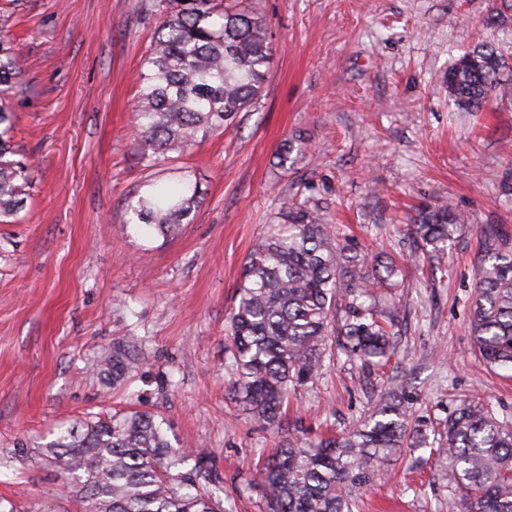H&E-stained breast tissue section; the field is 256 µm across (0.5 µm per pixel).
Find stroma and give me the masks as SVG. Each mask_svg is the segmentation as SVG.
I'll return each mask as SVG.
<instances>
[{
  "label": "stroma",
  "instance_id": "35a3bbf8",
  "mask_svg": "<svg viewBox=\"0 0 512 512\" xmlns=\"http://www.w3.org/2000/svg\"><path fill=\"white\" fill-rule=\"evenodd\" d=\"M153 0H14L22 69L12 145L31 165L26 206L0 223V512H29L74 485L41 452L57 426L144 410L171 444L208 450L213 494L261 512L260 452L344 432L371 414L383 380L344 362L291 398L279 436L242 412L224 370L228 315L254 241L283 197L324 206L341 243L394 260L397 353L387 375L432 428L461 399L512 411V380L478 358L468 329L480 231L512 233V97L454 112L443 76L475 44L512 67V0H255L273 34L269 78L221 135L138 160L135 78L159 17ZM310 144L293 166L276 152ZM199 190L165 237L131 221L154 185ZM423 202L463 214L435 275L409 222ZM116 348L128 372H104ZM361 493L360 512H460L426 448H407Z\"/></svg>",
  "mask_w": 512,
  "mask_h": 512
}]
</instances>
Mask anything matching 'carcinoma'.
<instances>
[{
  "label": "carcinoma",
  "instance_id": "1",
  "mask_svg": "<svg viewBox=\"0 0 512 512\" xmlns=\"http://www.w3.org/2000/svg\"><path fill=\"white\" fill-rule=\"evenodd\" d=\"M159 23L138 75L135 120L147 166L200 138L229 129L269 77L273 35L257 9L239 0H155ZM496 50L478 44L448 67V98L460 112H481L512 92ZM22 89L14 45L0 38V217L24 207L29 165L10 148L13 97ZM305 141L277 153L285 168ZM197 193L163 191L138 200L139 223L167 235L187 223ZM446 204H426L412 220L416 251L444 256L464 224ZM485 257L472 301L474 351L492 369L512 372V234L483 231ZM364 255L335 242L322 206L286 198L277 223L254 243L243 266L227 339L236 404L264 427L286 424L288 392L312 382L341 355L366 375L395 350L396 312L385 302L398 268L364 269ZM430 444L461 512H512V415L465 400L428 439L396 391L339 436L282 444L260 468L267 512H354L357 495L381 476L399 448ZM67 471L82 473L81 512H226L200 488L221 482L206 451L174 448L163 422L133 411L59 430L45 448Z\"/></svg>",
  "mask_w": 512,
  "mask_h": 512
}]
</instances>
